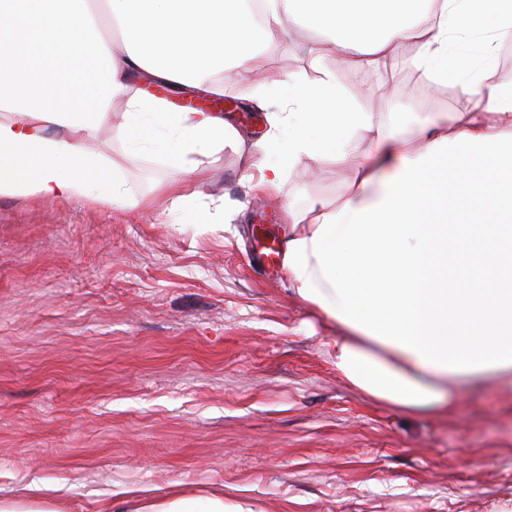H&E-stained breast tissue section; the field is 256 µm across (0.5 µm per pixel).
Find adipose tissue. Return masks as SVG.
<instances>
[{
    "label": "adipose tissue",
    "mask_w": 512,
    "mask_h": 512,
    "mask_svg": "<svg viewBox=\"0 0 512 512\" xmlns=\"http://www.w3.org/2000/svg\"><path fill=\"white\" fill-rule=\"evenodd\" d=\"M105 0L124 44L114 53L93 0H0V195L68 202L138 199L93 146L123 99L130 152L163 160L178 177L236 152L260 186L280 189L305 160H344L366 137L372 151L337 205L289 212L282 266L289 291L345 333L332 341L344 381L377 401L441 413L460 384L512 383V85L498 73L512 42V0ZM314 30L355 69L423 70L453 82L464 102L451 124L421 119L418 145L360 111L333 75L259 86L285 111L268 138L249 141L213 112L176 110L173 95L221 93L216 75L266 67L264 47L284 19ZM165 86L169 97L136 87ZM113 512H252L220 496L123 499Z\"/></svg>",
    "instance_id": "1"
}]
</instances>
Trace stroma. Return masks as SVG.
Listing matches in <instances>:
<instances>
[{
	"mask_svg": "<svg viewBox=\"0 0 512 512\" xmlns=\"http://www.w3.org/2000/svg\"><path fill=\"white\" fill-rule=\"evenodd\" d=\"M315 33L265 48L268 80L334 74L360 109L412 137L450 121L456 93L427 106L386 94L381 72L312 61ZM257 82L236 69L224 92L250 139ZM124 103L94 142L144 206L0 195V497L51 487L57 512H100L124 491L222 494L253 512H512V393L478 382L440 415L377 402L345 383L330 354L342 327L254 258L261 229L347 194L367 142L343 162L301 163L278 194L243 185L232 150L206 159L218 224L169 221L167 165L128 151Z\"/></svg>",
	"mask_w": 512,
	"mask_h": 512,
	"instance_id": "stroma-1",
	"label": "stroma"
}]
</instances>
